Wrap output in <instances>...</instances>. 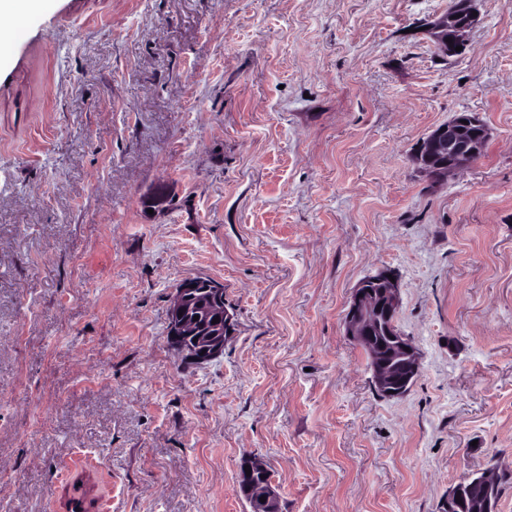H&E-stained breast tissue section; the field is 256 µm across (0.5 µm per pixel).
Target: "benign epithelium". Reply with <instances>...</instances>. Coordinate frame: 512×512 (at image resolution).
<instances>
[{"instance_id":"1","label":"benign epithelium","mask_w":512,"mask_h":512,"mask_svg":"<svg viewBox=\"0 0 512 512\" xmlns=\"http://www.w3.org/2000/svg\"><path fill=\"white\" fill-rule=\"evenodd\" d=\"M474 0H452L448 11L429 24L435 48L446 57L459 55L465 34L480 22ZM452 42H446V39ZM468 124L461 123V120ZM490 130L482 119L469 113L455 115L423 138L411 155L413 164L429 178L443 180L470 166L483 152ZM389 269L361 280L353 291L344 319L345 334L365 351L376 390L383 396L405 395L421 372L418 352L396 328L400 308L399 285L388 278ZM224 285L200 278L186 279L175 290L170 308L168 336L192 360L204 362L219 356L232 335L233 316L222 305ZM216 311L219 322L200 324L190 315L194 308ZM252 475L240 470L238 484L259 512H278L273 480L258 481L253 473L270 472L260 459L246 461ZM495 479L489 474L472 475L448 495V512H496ZM265 501H260V497Z\"/></svg>"}]
</instances>
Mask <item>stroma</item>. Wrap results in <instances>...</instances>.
<instances>
[{
    "mask_svg": "<svg viewBox=\"0 0 512 512\" xmlns=\"http://www.w3.org/2000/svg\"><path fill=\"white\" fill-rule=\"evenodd\" d=\"M46 0L0 55V512H512V0ZM475 112L440 182L411 151ZM168 197L149 208L157 188ZM395 271L421 374L375 390L345 334ZM224 286L209 363L169 343L183 280ZM448 11L429 24V34L435 48L446 57L457 56L465 50V34L480 22L474 0H452ZM477 12V16L473 15ZM452 38V43L446 39ZM462 46L461 51H456ZM459 114L433 129L411 155L413 164L429 178L444 180L449 174L467 168L478 159L490 139L489 128L477 114ZM462 126L469 128L466 136L462 135ZM248 465L251 473L250 476L246 475L244 466ZM261 471L266 474L270 472L269 467L260 459L252 458L247 460L241 467L239 472L238 484L241 485L243 494L251 503L258 505L259 512H279L277 507V496L273 487V478L258 481L254 480L253 476L255 472ZM265 496V502H260V497ZM252 507H251V511ZM500 485V481L496 485L495 479L485 473L467 477L448 495V512H496L495 488L497 486L498 499L501 493ZM473 487H479L481 492L474 494ZM456 495L460 496L462 503H456Z\"/></svg>",
    "mask_w": 512,
    "mask_h": 512,
    "instance_id": "obj_1",
    "label": "stroma"
}]
</instances>
